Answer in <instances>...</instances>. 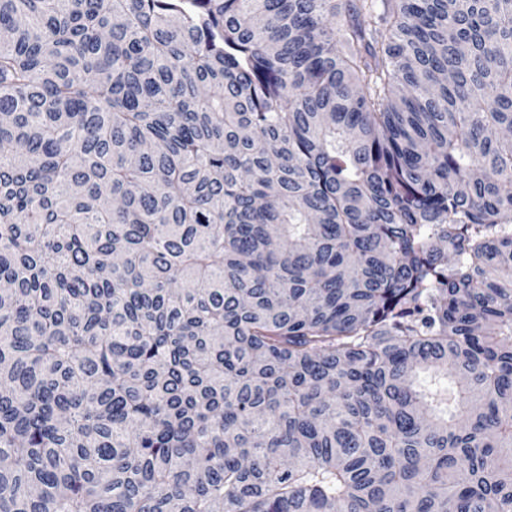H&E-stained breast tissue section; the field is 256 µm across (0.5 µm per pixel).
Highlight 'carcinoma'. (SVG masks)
Here are the masks:
<instances>
[{
  "instance_id": "carcinoma-1",
  "label": "carcinoma",
  "mask_w": 512,
  "mask_h": 512,
  "mask_svg": "<svg viewBox=\"0 0 512 512\" xmlns=\"http://www.w3.org/2000/svg\"><path fill=\"white\" fill-rule=\"evenodd\" d=\"M1 33L0 512H512V0Z\"/></svg>"
}]
</instances>
